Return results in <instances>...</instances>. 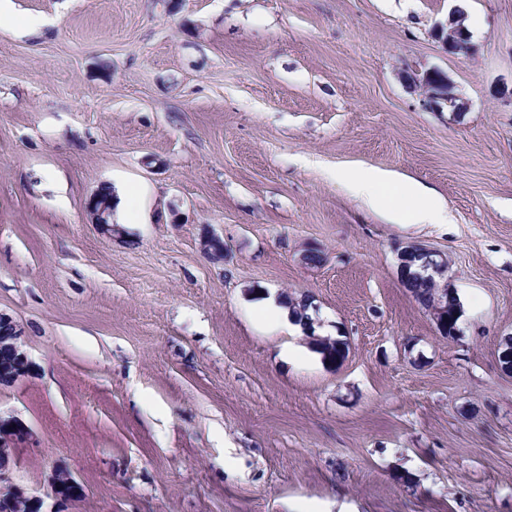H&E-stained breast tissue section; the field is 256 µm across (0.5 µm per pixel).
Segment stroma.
<instances>
[{"label": "stroma", "mask_w": 512, "mask_h": 512, "mask_svg": "<svg viewBox=\"0 0 512 512\" xmlns=\"http://www.w3.org/2000/svg\"><path fill=\"white\" fill-rule=\"evenodd\" d=\"M12 2L0 310L39 367L0 388L31 430L15 479L68 469L69 512H512V0ZM455 6L467 54L437 37ZM409 67L465 109L425 108ZM363 169L450 223L387 221L334 178ZM112 183L108 237L85 205ZM411 244L448 257L454 338L398 275Z\"/></svg>", "instance_id": "stroma-1"}]
</instances>
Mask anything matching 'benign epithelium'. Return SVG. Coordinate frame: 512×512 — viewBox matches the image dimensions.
<instances>
[{
    "label": "benign epithelium",
    "instance_id": "obj_1",
    "mask_svg": "<svg viewBox=\"0 0 512 512\" xmlns=\"http://www.w3.org/2000/svg\"><path fill=\"white\" fill-rule=\"evenodd\" d=\"M465 15L459 9H454L448 18L446 27L439 28V33L452 53H469L470 35L464 25ZM416 83L422 93L423 104L434 110L442 106L456 111L462 109L464 103L460 101L454 92V84L444 72L439 70L426 71L414 75ZM87 211L91 223L95 224L106 236H112V220L110 219L111 209L108 202L102 199L99 193H94L87 202ZM412 251H424L430 254V262L424 269L435 274L442 272L446 266V258L443 254L430 249L411 246L398 255V272L404 274L409 264L408 256ZM448 300L439 301L436 306L429 310V315L436 324L439 334H448ZM0 324L9 328L11 346L15 356L18 358V369L11 374L0 378V386H13L34 374V364L23 348V327L8 313L0 311ZM29 436L27 425L14 417L4 418L0 416V447L8 449V452L0 455V495L14 497L22 495L34 506L36 512H66L71 501L79 497L77 493H64L60 491L56 476L49 479L50 492L48 498L52 500L51 506L45 505V499L33 495L26 486L19 484L13 479L15 466V449L18 444Z\"/></svg>",
    "mask_w": 512,
    "mask_h": 512
}]
</instances>
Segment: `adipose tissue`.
I'll return each mask as SVG.
<instances>
[{
  "label": "adipose tissue",
  "instance_id": "obj_1",
  "mask_svg": "<svg viewBox=\"0 0 512 512\" xmlns=\"http://www.w3.org/2000/svg\"><path fill=\"white\" fill-rule=\"evenodd\" d=\"M337 182L372 207L386 210L401 224H444L448 211L431 192L415 183H399L385 171L340 172Z\"/></svg>",
  "mask_w": 512,
  "mask_h": 512
}]
</instances>
